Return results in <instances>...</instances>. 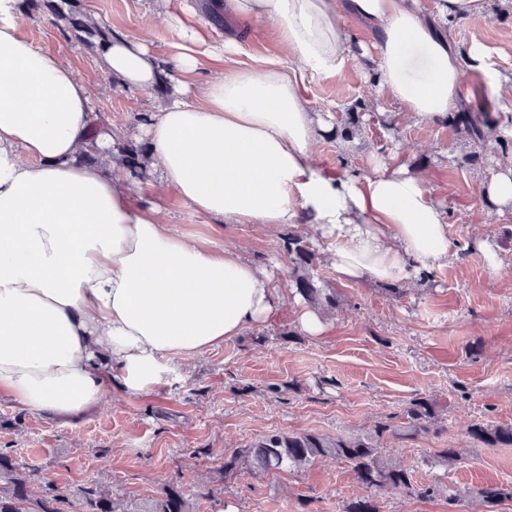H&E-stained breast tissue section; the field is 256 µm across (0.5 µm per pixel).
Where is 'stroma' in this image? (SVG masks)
I'll return each mask as SVG.
<instances>
[{"instance_id": "35a3bbf8", "label": "stroma", "mask_w": 512, "mask_h": 512, "mask_svg": "<svg viewBox=\"0 0 512 512\" xmlns=\"http://www.w3.org/2000/svg\"><path fill=\"white\" fill-rule=\"evenodd\" d=\"M99 25L143 36L166 59L178 29L155 0H85ZM488 18L460 20L450 35L459 45L483 44L493 73L464 70L463 100L490 113L512 137V98L498 97L496 77H512V0H490ZM38 48L69 61L95 90L93 110L104 123L130 127L139 114L156 111L170 93L125 90L113 82L100 53L86 49L42 13L23 18ZM264 25H251L228 68L281 60ZM365 67L351 64L333 75L306 77L310 109L326 127L312 151L328 169L369 172L378 159L398 157L425 176L432 200L449 225L452 256L428 280L386 283L342 278L331 260V242L312 224H227L194 211L174 190L158 192L156 174L131 182L134 200L160 199L170 224L267 267L284 299L259 326L194 359L173 360V371L150 391L130 396L109 382L104 399L86 413L59 420L31 413L0 398V448L35 471L34 487L63 493L94 486L109 493L120 512H142L164 487L193 492L194 512H344L358 497L374 496L380 512H485L476 491L512 483V447L469 442L474 423H512V238L481 195L490 176L487 150H474L463 132L442 122L405 118L387 99L370 100ZM359 122L351 139L337 136L347 113ZM477 152L474 166L458 157ZM315 253L311 273L319 287L336 292V307L322 316L321 335L305 333L297 316L306 306L294 293L290 236ZM499 260L490 268L480 240ZM436 406L434 430L397 437L412 400ZM388 426L380 440L389 461L411 468L425 497L393 491L370 493L347 462L320 457L301 470L252 474L224 472V458L273 433L314 432L328 437L367 435ZM459 448L451 465L442 448Z\"/></svg>"}]
</instances>
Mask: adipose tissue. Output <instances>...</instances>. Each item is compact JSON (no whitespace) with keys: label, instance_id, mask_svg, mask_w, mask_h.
I'll return each mask as SVG.
<instances>
[{"label":"adipose tissue","instance_id":"1","mask_svg":"<svg viewBox=\"0 0 512 512\" xmlns=\"http://www.w3.org/2000/svg\"><path fill=\"white\" fill-rule=\"evenodd\" d=\"M207 20L177 19L164 63L133 36L107 45L120 86L171 100L146 124L92 135V91L69 63L34 46L18 0H0V396L35 414L71 417L97 405L109 380L131 396L160 384L173 359L220 347L266 321L283 299L269 273L209 241L174 232L162 204L133 206L113 154L145 137L162 184L227 224L317 225L347 279L418 278L449 257L444 212L395 160L370 172L318 166L311 144L325 126L303 94L307 74L375 66V94L421 121L458 108L463 67L489 68L479 44L456 46L453 19L483 20L487 0H206ZM352 18L375 33L359 42ZM257 21L287 66L227 69L201 78L229 41L219 23ZM98 160L80 161L88 143ZM512 217V159L483 186Z\"/></svg>","mask_w":512,"mask_h":512}]
</instances>
